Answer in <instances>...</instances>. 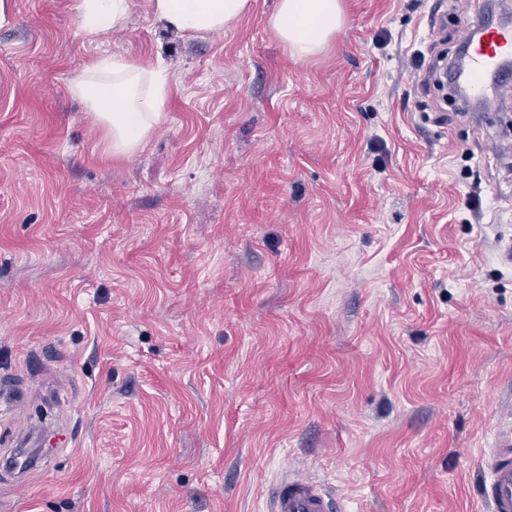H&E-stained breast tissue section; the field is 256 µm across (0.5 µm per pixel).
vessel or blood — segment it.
Segmentation results:
<instances>
[{
    "instance_id": "vessel-or-blood-1",
    "label": "vessel or blood",
    "mask_w": 512,
    "mask_h": 512,
    "mask_svg": "<svg viewBox=\"0 0 512 512\" xmlns=\"http://www.w3.org/2000/svg\"><path fill=\"white\" fill-rule=\"evenodd\" d=\"M468 70L454 73L452 79L468 88L471 96L483 107H491L496 90L488 86L487 76L498 81L512 80V71L501 67L503 59L512 57V28L488 22L480 33L465 38ZM487 475L482 484V496L491 512H512V423L498 425L485 460ZM272 512H340L341 505L309 478L287 474L271 490Z\"/></svg>"
}]
</instances>
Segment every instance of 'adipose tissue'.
Listing matches in <instances>:
<instances>
[{"label":"adipose tissue","mask_w":512,"mask_h":512,"mask_svg":"<svg viewBox=\"0 0 512 512\" xmlns=\"http://www.w3.org/2000/svg\"><path fill=\"white\" fill-rule=\"evenodd\" d=\"M165 27L179 34L223 31L252 9L253 0H150ZM83 29L105 36L122 27L128 0H80ZM345 22L339 0H278L268 24L291 55H317ZM168 76L153 64L98 57L71 85L103 134L105 152L136 153L163 117Z\"/></svg>","instance_id":"1"}]
</instances>
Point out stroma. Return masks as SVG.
Masks as SVG:
<instances>
[{
  "instance_id": "1",
  "label": "stroma",
  "mask_w": 512,
  "mask_h": 512,
  "mask_svg": "<svg viewBox=\"0 0 512 512\" xmlns=\"http://www.w3.org/2000/svg\"><path fill=\"white\" fill-rule=\"evenodd\" d=\"M253 0L188 37L129 0L0 24V512H270L285 470L348 512H490L512 416V87L438 85L489 0H340L293 57ZM162 62L164 117L104 154L70 90ZM83 29L93 36H107L123 26L128 12V0H81ZM485 460L482 496L492 512H512V423L498 425Z\"/></svg>"
}]
</instances>
